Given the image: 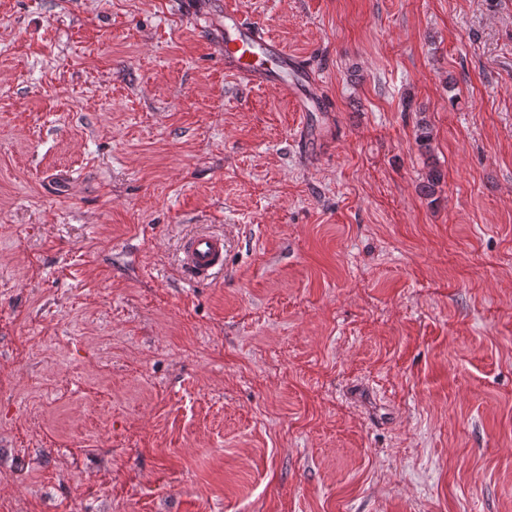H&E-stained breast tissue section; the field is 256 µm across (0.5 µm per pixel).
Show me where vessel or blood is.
Listing matches in <instances>:
<instances>
[{
    "label": "vessel or blood",
    "mask_w": 512,
    "mask_h": 512,
    "mask_svg": "<svg viewBox=\"0 0 512 512\" xmlns=\"http://www.w3.org/2000/svg\"><path fill=\"white\" fill-rule=\"evenodd\" d=\"M224 68L246 84L272 87L295 101L298 111L319 112L323 101L316 94V77L291 57L284 47L237 9H224ZM225 239L213 233H194L181 245V274L186 283L210 282L224 269Z\"/></svg>",
    "instance_id": "1"
}]
</instances>
